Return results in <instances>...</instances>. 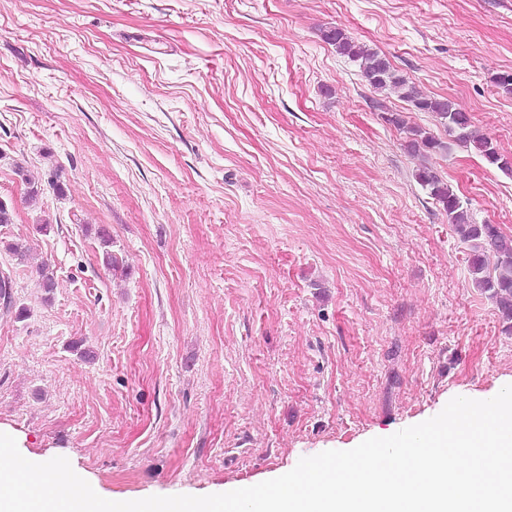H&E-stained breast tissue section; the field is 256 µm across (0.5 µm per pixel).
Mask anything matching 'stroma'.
Segmentation results:
<instances>
[{"mask_svg": "<svg viewBox=\"0 0 512 512\" xmlns=\"http://www.w3.org/2000/svg\"><path fill=\"white\" fill-rule=\"evenodd\" d=\"M331 25L512 158V0H0V425L26 459L115 501L203 496L512 384V331L415 178L512 236V174L412 153L392 115L443 128Z\"/></svg>", "mask_w": 512, "mask_h": 512, "instance_id": "stroma-1", "label": "stroma"}]
</instances>
